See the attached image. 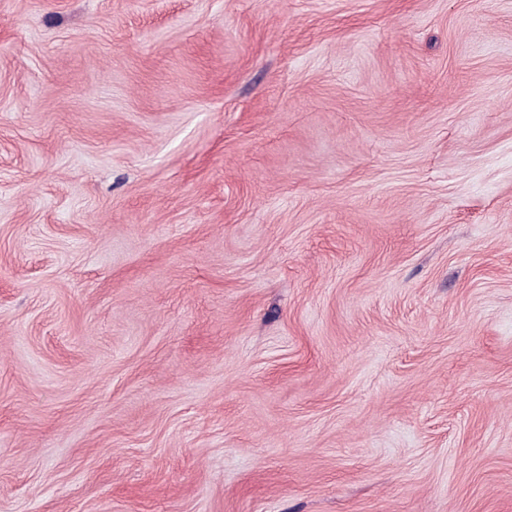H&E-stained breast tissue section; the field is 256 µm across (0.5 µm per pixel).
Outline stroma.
Returning a JSON list of instances; mask_svg holds the SVG:
<instances>
[{"label": "stroma", "instance_id": "35a3bbf8", "mask_svg": "<svg viewBox=\"0 0 512 512\" xmlns=\"http://www.w3.org/2000/svg\"><path fill=\"white\" fill-rule=\"evenodd\" d=\"M0 512H512V0H0Z\"/></svg>", "mask_w": 512, "mask_h": 512}]
</instances>
